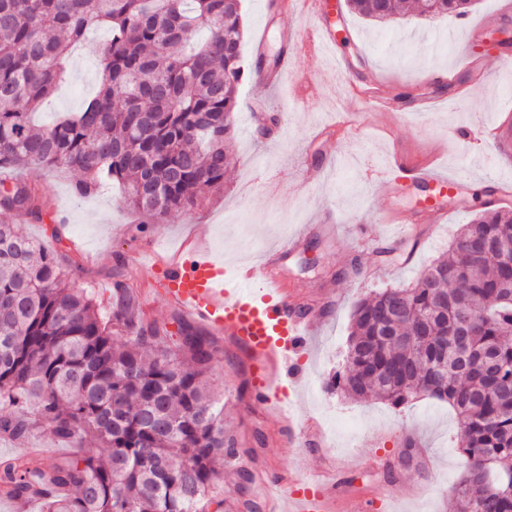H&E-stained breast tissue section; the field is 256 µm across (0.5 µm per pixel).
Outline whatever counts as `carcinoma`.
I'll return each instance as SVG.
<instances>
[{"label":"carcinoma","mask_w":512,"mask_h":512,"mask_svg":"<svg viewBox=\"0 0 512 512\" xmlns=\"http://www.w3.org/2000/svg\"><path fill=\"white\" fill-rule=\"evenodd\" d=\"M240 2L0 0V170L15 174L0 180V216L43 221L41 197L17 178L28 168L80 172V196L114 181L157 224L224 185L244 76ZM348 6L384 23L405 4ZM470 6L420 3L429 17ZM99 27L110 37L97 93L50 125L32 123L65 79L69 49ZM199 29L208 36L194 44ZM71 279L57 252L0 219V436L45 427L70 447L61 459L1 458L0 497L41 512H224V468L256 450L224 427L213 340L180 316L175 334L145 318L124 279L107 314ZM328 387L395 407L421 396L451 406L466 458L456 512H512V209L484 211L448 258L358 300L345 370Z\"/></svg>","instance_id":"cac0c4a2"}]
</instances>
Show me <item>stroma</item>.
Masks as SVG:
<instances>
[{
    "label": "stroma",
    "mask_w": 512,
    "mask_h": 512,
    "mask_svg": "<svg viewBox=\"0 0 512 512\" xmlns=\"http://www.w3.org/2000/svg\"><path fill=\"white\" fill-rule=\"evenodd\" d=\"M289 0H241L245 37L243 62L253 68L256 39L266 32V67L280 52V35L306 28L308 19L288 12ZM500 0H475L468 14L430 19L412 15L385 24L351 12L346 0H329L317 25L336 35L342 66L324 55L300 53L299 70L323 81L318 97L304 108L289 105L288 85L247 78L239 89V110L229 150L234 164L220 190L201 195L198 207L168 224H154L125 208L120 189L102 184L87 195L74 191L76 172L31 168L22 177L42 193L44 221L24 212L8 220L26 234L51 245L75 266L77 282L94 289L101 310L114 298L112 283L123 276L132 284L130 303L148 318L176 331L174 309L162 296H149L160 272L143 267L151 252L174 254L196 227H210L203 244L227 267L264 261L288 236L293 249L277 260L294 305L307 306L319 326L301 358L303 380L284 390L286 406L256 407V363L231 336L216 337L218 362L213 377L224 399V426L240 447L257 451L256 478L248 494L266 504L271 486L289 475L312 472L330 476L344 469L353 495L389 491L391 512H453L451 489L466 463L456 437L458 421L448 404L419 398L394 407L361 402L326 388L346 352L355 302L376 288L409 283L421 269L448 251L453 235L486 208L484 185L464 180L452 196L439 197L446 208L441 223L417 226V237L400 240L403 225L428 197L421 183L393 175L390 162L398 148L436 157L444 173L492 168L488 150L468 125L497 119L512 98V72L496 73L494 59L512 54V43L497 44L499 33L512 34V20L497 18ZM106 30L89 33L69 57V80L37 115L47 124L56 114L79 111L98 88L99 59ZM471 57L472 67L462 65ZM446 69L445 83L428 80ZM388 84L405 107L437 98L441 105L428 121L396 125L366 110L350 88L368 77ZM273 106L279 122L269 136L250 122L253 105ZM333 112H350L357 130L327 127ZM393 178L391 193L378 191ZM62 224L60 241L50 238ZM411 254L409 263H384L382 249Z\"/></svg>",
    "instance_id": "obj_1"
}]
</instances>
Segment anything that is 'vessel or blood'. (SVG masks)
Returning <instances> with one entry per match:
<instances>
[{
	"label": "vessel or blood",
	"mask_w": 512,
	"mask_h": 512,
	"mask_svg": "<svg viewBox=\"0 0 512 512\" xmlns=\"http://www.w3.org/2000/svg\"><path fill=\"white\" fill-rule=\"evenodd\" d=\"M310 53L335 49L336 39L325 27L307 29L300 44ZM295 40L284 43L277 73L285 75L297 65ZM353 93L369 109L402 123L410 110L400 108L387 90L366 82L353 86ZM478 134L496 161L495 171L484 181L491 187L489 199L501 203L512 198V108L504 107L498 121L480 125ZM393 167L399 173L453 193L458 177L442 175L431 161L394 155ZM152 268L165 279L164 296L188 319L207 327L216 335L235 337L259 360L254 376L255 400L262 405L278 401L282 385H293L302 378L298 359L313 332L312 315L293 312L281 276L268 262L240 266L226 271L209 250L183 245L169 260L152 261ZM276 497L267 502V512H335L341 490L338 481L315 477H289L279 482Z\"/></svg>",
	"instance_id": "vessel-or-blood-1"
}]
</instances>
